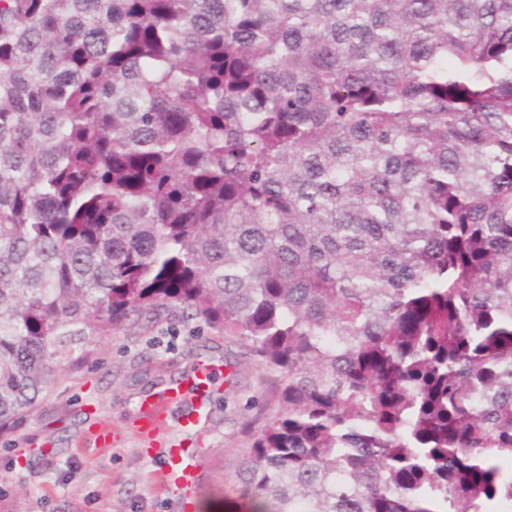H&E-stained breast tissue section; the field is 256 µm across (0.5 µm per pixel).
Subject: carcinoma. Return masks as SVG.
I'll return each mask as SVG.
<instances>
[{"label":"carcinoma","instance_id":"obj_1","mask_svg":"<svg viewBox=\"0 0 512 512\" xmlns=\"http://www.w3.org/2000/svg\"><path fill=\"white\" fill-rule=\"evenodd\" d=\"M165 312L274 376L252 512H496L512 0H0V435Z\"/></svg>","mask_w":512,"mask_h":512}]
</instances>
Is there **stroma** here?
<instances>
[{"label": "stroma", "mask_w": 512, "mask_h": 512, "mask_svg": "<svg viewBox=\"0 0 512 512\" xmlns=\"http://www.w3.org/2000/svg\"><path fill=\"white\" fill-rule=\"evenodd\" d=\"M209 364L220 374L208 423L182 433L177 421L155 443L182 441L201 456L195 485L160 489L159 455L131 429L141 398ZM265 371L243 348L203 322L161 314L126 323L103 338L76 373L60 375L22 428L0 436V512H245L237 473L253 434L278 405ZM115 438L95 445L88 433L100 418Z\"/></svg>", "instance_id": "obj_1"}]
</instances>
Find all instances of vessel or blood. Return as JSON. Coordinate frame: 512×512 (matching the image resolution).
I'll list each match as a JSON object with an SVG mask.
<instances>
[{
    "label": "vessel or blood",
    "mask_w": 512,
    "mask_h": 512,
    "mask_svg": "<svg viewBox=\"0 0 512 512\" xmlns=\"http://www.w3.org/2000/svg\"><path fill=\"white\" fill-rule=\"evenodd\" d=\"M213 377L209 368L202 367L184 375L178 381L169 384L161 393L149 395L138 404L136 432L139 437L153 439L168 425L172 408L180 403H190V411L180 420L179 425L185 431H195L208 420L206 401L212 390ZM161 455L164 464L158 473L161 487L192 485L201 466L199 456L179 443H168Z\"/></svg>",
    "instance_id": "b4317fda"
}]
</instances>
